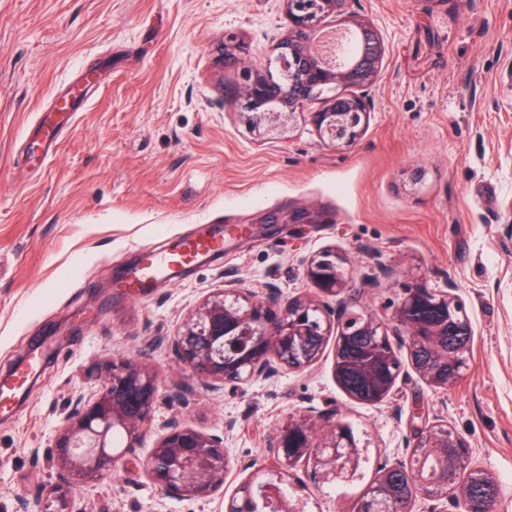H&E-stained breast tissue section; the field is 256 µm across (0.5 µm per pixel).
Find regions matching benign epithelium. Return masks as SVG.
<instances>
[{
	"label": "benign epithelium",
	"mask_w": 512,
	"mask_h": 512,
	"mask_svg": "<svg viewBox=\"0 0 512 512\" xmlns=\"http://www.w3.org/2000/svg\"><path fill=\"white\" fill-rule=\"evenodd\" d=\"M288 37L276 48L268 66L288 75V84H276L267 73H245L239 93L242 117L262 136H283L299 115L308 120L322 140L350 146L363 134L369 112L365 98L347 93L364 88L377 78L384 47L378 31L368 22L352 21L353 44L341 66H332L322 52L310 48L312 31L322 17L343 11L345 0H283ZM322 107L310 109L318 96ZM347 259L323 252L303 261L306 279L317 288L314 296H298L278 305L280 288L269 284L264 296L255 294L243 279L224 281L187 318L170 348L189 382L169 389V398L183 403L193 386L218 389L226 384L243 388L269 379L282 370H301L312 364L330 337L334 340L333 374L343 391L366 404L384 400L401 374L395 349L424 350L428 356L412 362L431 387L448 389L465 366L467 346L448 345L450 336H468L471 326L463 300L454 285L435 290L419 280L407 281L392 314V325L373 315L349 312L342 302L335 309L324 296H338L347 288ZM160 390L157 374L141 362L118 358L108 363L99 388L76 395L72 410L57 428L51 467L56 483L38 495V512H65L69 490L91 479L110 476L135 456L149 430ZM166 432L143 461L152 483L162 491L213 497L224 488L230 459L224 437L206 433L171 419ZM309 419H290L267 446L262 463L229 498L226 512H251L253 492L272 500L274 512H303V504L279 487L294 481L298 463L321 484L353 475L361 458L352 432L342 425L316 444L310 441ZM413 447L448 462V449L467 453L466 441L456 432L430 427L420 432ZM393 497L382 482L362 503L361 512H376L377 498Z\"/></svg>",
	"instance_id": "obj_1"
}]
</instances>
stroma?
Returning a JSON list of instances; mask_svg holds the SVG:
<instances>
[{"label":"stroma","mask_w":512,"mask_h":512,"mask_svg":"<svg viewBox=\"0 0 512 512\" xmlns=\"http://www.w3.org/2000/svg\"><path fill=\"white\" fill-rule=\"evenodd\" d=\"M384 56L368 88L369 122L351 146H328L306 118L283 139L241 121L244 66L265 69L288 34L281 0H0V371L68 331L0 414V512H24L56 482L54 434L72 396L95 392L119 356L146 363L162 394L136 454L171 418L223 436L232 468L202 500L161 492L137 467L75 487L69 512H222L289 416L351 428L361 449L347 481L318 485L297 466L305 512H352L379 468L410 461L418 431L444 425L466 441L469 468L512 512V0H346ZM242 43V65L224 37ZM88 102L61 124L51 158L23 141L37 113L73 85ZM314 211L318 224H269ZM224 227L222 255L134 293L113 285L148 247ZM347 258L353 311L390 320L404 281L455 285L472 337L448 389L404 364L383 401H354L332 370L334 348L299 371L243 388H195L186 403L169 341L225 280L280 301L311 292L302 262ZM386 272L372 276L375 265Z\"/></svg>","instance_id":"stroma-1"}]
</instances>
